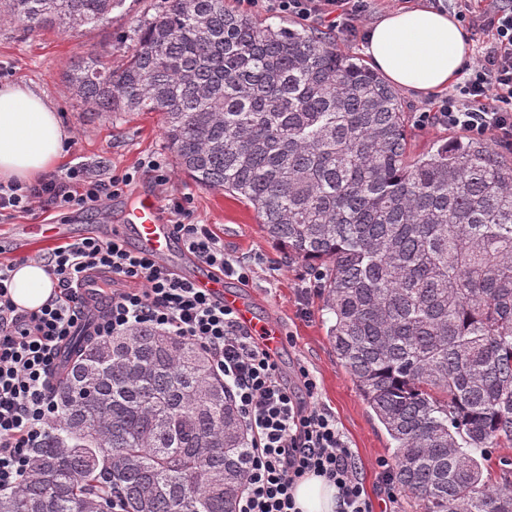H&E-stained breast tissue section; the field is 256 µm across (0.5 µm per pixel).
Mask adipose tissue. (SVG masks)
Returning <instances> with one entry per match:
<instances>
[{
	"instance_id": "ef3b65f1",
	"label": "adipose tissue",
	"mask_w": 512,
	"mask_h": 512,
	"mask_svg": "<svg viewBox=\"0 0 512 512\" xmlns=\"http://www.w3.org/2000/svg\"><path fill=\"white\" fill-rule=\"evenodd\" d=\"M374 67L395 86L432 92L451 84L468 60L461 26L432 8L397 10L375 24L365 48ZM70 133L45 98L22 84L0 86V181L31 183L54 170ZM53 284L44 267L29 263L13 274L15 303L36 310ZM337 490L323 478L298 483L300 512H336Z\"/></svg>"
}]
</instances>
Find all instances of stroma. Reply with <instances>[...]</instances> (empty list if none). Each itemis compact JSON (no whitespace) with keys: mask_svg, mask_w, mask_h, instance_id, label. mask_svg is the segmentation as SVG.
<instances>
[{"mask_svg":"<svg viewBox=\"0 0 512 512\" xmlns=\"http://www.w3.org/2000/svg\"><path fill=\"white\" fill-rule=\"evenodd\" d=\"M159 3L125 0L123 9L113 11L109 23L78 34L54 30L27 33L11 25L0 26V70L7 72L9 82L25 84L46 98L71 133L61 167L82 163L120 172L153 155L165 156L171 162L166 185L156 186L144 176L112 198L105 213L76 211L66 215L64 221L72 239L108 236L111 226L122 223L125 212L141 196L185 200L194 221L211 225L223 241L225 256L249 264L248 283L239 284L231 277L228 287L240 290L258 320L270 322L283 332L285 341L277 358L284 379L294 380L299 366L309 369L316 381L314 400L334 415L355 457L374 512H422L420 503L405 494H398L391 503L386 500L379 463L392 461L393 450L358 387L336 358L328 338L330 315L311 272L286 259L268 241L251 206L224 191L196 185L174 166L175 154L164 139L158 114L115 112L107 117L67 92L66 68L89 52L104 53L113 66H121L136 42L137 21L155 15ZM399 96L412 120L410 155L458 138V130L443 125L415 124L414 118L427 106L429 94L403 89Z\"/></svg>","mask_w":512,"mask_h":512,"instance_id":"stroma-1","label":"stroma"}]
</instances>
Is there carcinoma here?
<instances>
[{"instance_id": "carcinoma-1", "label": "carcinoma", "mask_w": 512, "mask_h": 512, "mask_svg": "<svg viewBox=\"0 0 512 512\" xmlns=\"http://www.w3.org/2000/svg\"><path fill=\"white\" fill-rule=\"evenodd\" d=\"M0 25L78 33L124 0H3ZM117 70L71 63L101 113L155 112L181 169L250 205L317 276L329 341L393 444L423 512H512V162L459 138L411 159L396 89L326 37L224 0H162ZM60 417L0 512H237L248 450L195 346L140 327L78 336Z\"/></svg>"}]
</instances>
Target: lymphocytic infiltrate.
<instances>
[{"label":"lymphocytic infiltrate","mask_w":512,"mask_h":512,"mask_svg":"<svg viewBox=\"0 0 512 512\" xmlns=\"http://www.w3.org/2000/svg\"><path fill=\"white\" fill-rule=\"evenodd\" d=\"M261 2L276 14L329 22L344 40L354 41L379 0ZM457 17L492 37L419 122L480 136L494 132L500 147L512 150V0L483 6L462 0ZM143 175L162 185L169 179L165 161L151 156L135 170L110 176L78 163L33 184L0 182V222L35 211H99ZM163 209L173 216L177 241L197 261L247 282L248 266L226 258L221 239L209 225L195 223L182 201L167 200ZM35 260L55 284L35 311L20 309L11 297L15 261L0 262V491L23 480L31 448L59 417L53 379L70 338L83 333L100 340L148 327L199 347L241 412L249 464L238 512H298L293 489L310 475L336 486V512H373L335 417L308 398L315 388L308 371L299 373L306 393L298 395L284 383L275 355L240 328L231 310L117 236L67 242ZM96 271L111 273L117 287L92 303L81 288Z\"/></svg>","instance_id":"obj_1"}]
</instances>
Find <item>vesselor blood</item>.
Listing matches in <instances>:
<instances>
[{"label":"vessel or blood","mask_w":512,"mask_h":512,"mask_svg":"<svg viewBox=\"0 0 512 512\" xmlns=\"http://www.w3.org/2000/svg\"><path fill=\"white\" fill-rule=\"evenodd\" d=\"M121 237L135 236L138 249L166 260L168 267L195 288L224 303L232 309L240 322L255 334L263 336L271 347H279L282 333L272 326L257 321L248 302L227 289L223 273L190 262L187 252L180 247L173 235L171 224L165 219L158 200L151 195L142 196L129 209L122 224L116 225Z\"/></svg>","instance_id":"1"}]
</instances>
